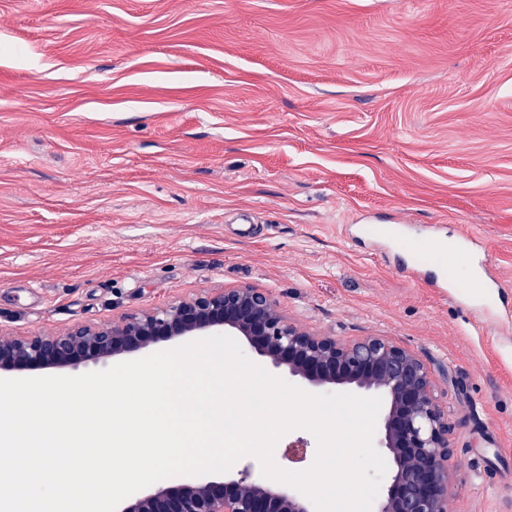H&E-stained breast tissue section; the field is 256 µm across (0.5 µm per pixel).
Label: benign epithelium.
Masks as SVG:
<instances>
[{"label": "benign epithelium", "mask_w": 512, "mask_h": 512, "mask_svg": "<svg viewBox=\"0 0 512 512\" xmlns=\"http://www.w3.org/2000/svg\"><path fill=\"white\" fill-rule=\"evenodd\" d=\"M224 334L245 342L272 370L315 391L375 392L385 399L375 447L392 465L377 512H454L456 424L416 352L382 336L342 340L292 322L271 295L252 287L206 288L112 323L19 336L0 329V377L105 366L162 343ZM120 512H310L278 485L243 476L161 487Z\"/></svg>", "instance_id": "obj_1"}]
</instances>
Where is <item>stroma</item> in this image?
<instances>
[{
    "mask_svg": "<svg viewBox=\"0 0 512 512\" xmlns=\"http://www.w3.org/2000/svg\"><path fill=\"white\" fill-rule=\"evenodd\" d=\"M394 224L481 237L512 308V0H0V327L265 289L437 369L457 512H512V325Z\"/></svg>",
    "mask_w": 512,
    "mask_h": 512,
    "instance_id": "stroma-1",
    "label": "stroma"
}]
</instances>
